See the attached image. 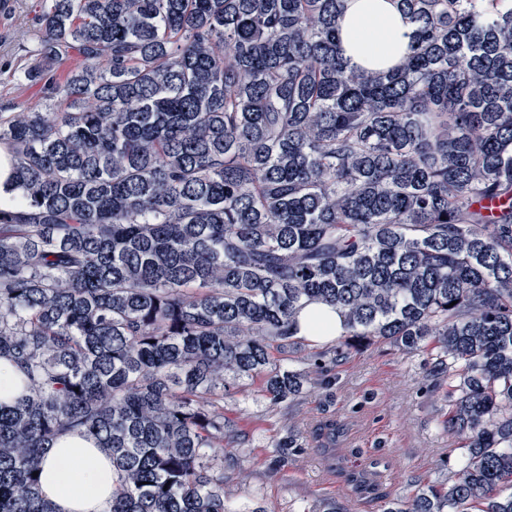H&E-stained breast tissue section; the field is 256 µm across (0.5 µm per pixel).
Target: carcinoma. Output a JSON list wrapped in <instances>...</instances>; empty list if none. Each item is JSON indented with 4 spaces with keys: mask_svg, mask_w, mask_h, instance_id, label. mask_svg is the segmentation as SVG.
Here are the masks:
<instances>
[{
    "mask_svg": "<svg viewBox=\"0 0 512 512\" xmlns=\"http://www.w3.org/2000/svg\"><path fill=\"white\" fill-rule=\"evenodd\" d=\"M344 0H43L0 112V512H55L50 448L112 457L111 512L224 497V396L286 406L375 343L426 354L459 467L384 512H512V0H400L392 70L343 57ZM77 55L64 79L54 65ZM339 315L306 351L298 317ZM266 460L302 447L287 431ZM12 165L11 153L0 147V209L14 212L19 206V193L12 184ZM321 311L319 307L312 306L307 309L304 313H302L299 319V333L302 336H305L308 340L312 342H325L332 340L336 337V335L340 332V321L336 316V313H332L330 311H325L324 317L330 323V330L328 332H322L316 329H313L309 324V316L316 312Z\"/></svg>",
    "mask_w": 512,
    "mask_h": 512,
    "instance_id": "cac0c4a2",
    "label": "carcinoma"
}]
</instances>
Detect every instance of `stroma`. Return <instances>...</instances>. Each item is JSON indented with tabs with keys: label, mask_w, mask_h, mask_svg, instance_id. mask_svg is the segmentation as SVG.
I'll return each mask as SVG.
<instances>
[{
	"label": "stroma",
	"mask_w": 512,
	"mask_h": 512,
	"mask_svg": "<svg viewBox=\"0 0 512 512\" xmlns=\"http://www.w3.org/2000/svg\"><path fill=\"white\" fill-rule=\"evenodd\" d=\"M0 20V109L55 112L60 100L18 80L23 50L42 0H12ZM331 386H318L286 406L258 392L225 397L229 423L224 450L225 491L232 507L261 494L270 512H314L326 501L345 512H383L438 471H456L458 455L439 425L445 418L439 382L423 355L386 343L329 365ZM303 433V448L280 471L268 470L270 443L285 429Z\"/></svg>",
	"instance_id": "obj_1"
}]
</instances>
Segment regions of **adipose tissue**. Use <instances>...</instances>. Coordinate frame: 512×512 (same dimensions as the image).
I'll list each match as a JSON object with an SVG mask.
<instances>
[{
    "instance_id": "ef3b65f1",
    "label": "adipose tissue",
    "mask_w": 512,
    "mask_h": 512,
    "mask_svg": "<svg viewBox=\"0 0 512 512\" xmlns=\"http://www.w3.org/2000/svg\"><path fill=\"white\" fill-rule=\"evenodd\" d=\"M340 26L344 57L365 68L396 67L414 36V26L397 0H345ZM111 482L108 452L71 434L48 454L41 491L55 512H108Z\"/></svg>"
}]
</instances>
